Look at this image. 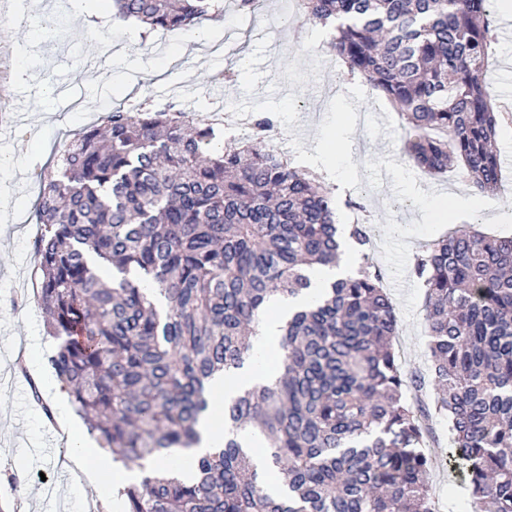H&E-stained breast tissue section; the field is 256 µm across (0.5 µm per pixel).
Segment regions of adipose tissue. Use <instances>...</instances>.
<instances>
[{
	"instance_id": "ef3b65f1",
	"label": "adipose tissue",
	"mask_w": 512,
	"mask_h": 512,
	"mask_svg": "<svg viewBox=\"0 0 512 512\" xmlns=\"http://www.w3.org/2000/svg\"><path fill=\"white\" fill-rule=\"evenodd\" d=\"M351 273L350 264L340 267H319L310 272L311 286L297 297L275 296L268 313L261 322L254 340V356L243 368L231 369L216 375L207 385L210 405L198 425L200 442L182 448L161 458L145 460L142 466L126 468L113 462L100 448L91 443L83 428L67 417L65 408L54 411V419L65 432L71 459L84 475L89 486L100 487L106 498L117 496L119 489L140 482L144 476L171 471L190 478V462L224 445V404L239 391L256 383L268 384L276 379L280 370L271 365L270 357L279 349L281 328L289 313L310 303L312 297L330 283Z\"/></svg>"
}]
</instances>
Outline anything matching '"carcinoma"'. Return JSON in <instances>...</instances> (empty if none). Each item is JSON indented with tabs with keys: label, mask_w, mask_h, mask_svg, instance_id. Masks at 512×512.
Listing matches in <instances>:
<instances>
[{
	"label": "carcinoma",
	"mask_w": 512,
	"mask_h": 512,
	"mask_svg": "<svg viewBox=\"0 0 512 512\" xmlns=\"http://www.w3.org/2000/svg\"><path fill=\"white\" fill-rule=\"evenodd\" d=\"M112 6L163 30L220 12L217 0ZM297 6L335 31L329 45L345 75L399 110L420 168L460 166L479 195L497 196L504 109L483 84L492 0ZM272 125L258 115L250 135L218 148L219 129L201 118L119 103L39 175L32 300L56 340L48 363L114 460L138 464L194 444L206 384L251 358L271 296H297L309 271L339 263L340 199L320 174L268 148ZM349 238L361 265L288 320L279 377L224 404V447L196 460L187 483L158 474L127 486L126 512H434L423 449L433 415L448 418L466 512H512V237L452 232L415 259L429 405L404 394L412 382L366 226L352 225ZM240 428L263 438L286 496L258 480L233 437Z\"/></svg>",
	"instance_id": "1"
}]
</instances>
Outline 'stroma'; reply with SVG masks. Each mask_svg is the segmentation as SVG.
I'll list each match as a JSON object with an SVG mask.
<instances>
[{"label":"stroma","mask_w":512,"mask_h":512,"mask_svg":"<svg viewBox=\"0 0 512 512\" xmlns=\"http://www.w3.org/2000/svg\"><path fill=\"white\" fill-rule=\"evenodd\" d=\"M63 0H41L23 10L37 18L60 12ZM293 0H265L241 18L232 0L222 14L203 20L206 41L184 43L178 30H145L112 15L91 12L65 20L36 37L18 20L16 0H0V512H81L91 499L63 480L67 447L55 426L32 406L31 376L50 377L53 347L41 310L29 302L34 244L40 234L34 203L39 174L63 140L83 131L121 79L155 108L188 112L217 103L242 112H268L282 128L294 163L316 158V134L344 122L353 129L335 176L356 169V186L343 196L364 201L365 212L341 208L338 221L370 226L369 253L385 274L397 317L394 348L408 374L427 373L424 290L412 272L423 247L445 234L475 228L512 236V167L501 165V192L487 212L434 219L419 195L475 196L457 171L433 176L405 152L397 111L376 99L367 83L339 75L336 60L319 51L312 24L276 22ZM244 68L233 84L217 87L212 75ZM489 96L512 95V43L495 42L484 74ZM56 90L42 107L45 87ZM425 449L433 459L436 512H464L466 489L450 463L448 423L433 420Z\"/></svg>","instance_id":"35a3bbf8"}]
</instances>
